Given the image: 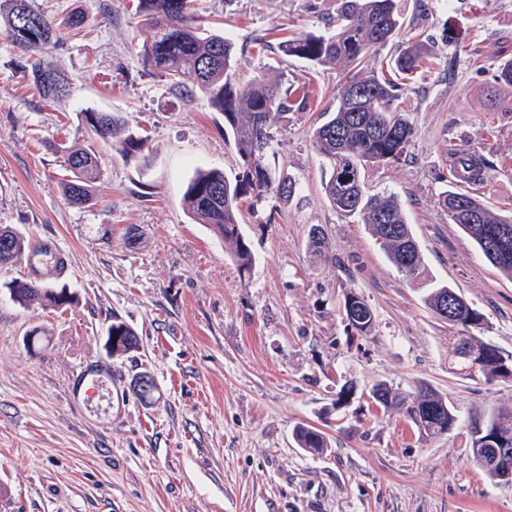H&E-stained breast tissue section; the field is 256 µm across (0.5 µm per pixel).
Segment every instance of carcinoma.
<instances>
[{
	"label": "carcinoma",
	"instance_id": "obj_1",
	"mask_svg": "<svg viewBox=\"0 0 512 512\" xmlns=\"http://www.w3.org/2000/svg\"><path fill=\"white\" fill-rule=\"evenodd\" d=\"M195 2L136 0L138 24L150 33L139 56L145 68L168 80L172 87L191 95L202 94L214 111L224 115V131L232 133L241 168L232 177L218 168L197 172L183 194V204L195 223L206 224L220 235L239 269L245 271L252 263V254L239 214L248 201L257 203L273 195L287 203L296 194V182L291 177L272 180L264 158L272 130L288 120L289 112L305 105L306 98L294 103L282 93L279 81L266 74L245 82L237 80L239 63L234 43L222 31L202 27ZM336 2V17L330 19L332 32H296L281 42L280 48L288 57L343 70L344 83L337 92L336 108L313 133V148L328 172L324 195L342 215L359 216L388 260L407 277L418 279L425 265L400 204L393 195H368L364 182L368 167L399 159L416 134L407 114L395 105V79L378 74L381 51L394 43L406 18L400 0ZM0 20L12 41L34 55L27 77L39 97L55 101L66 96L70 86L67 75L44 63L39 54L53 42L59 28L81 27L83 16L69 13L57 21L35 7L33 0H0ZM431 59L433 53L427 45L413 41L394 56L391 71L396 79L411 81ZM84 118L95 138L112 144L123 157L136 158L144 151L145 140L121 114L88 110ZM62 167L59 189L63 197L72 204L90 201L101 176L98 153L89 146L73 147ZM462 170L470 172L468 182L479 184L488 175L489 163L482 156L461 151L453 161L455 177H461ZM442 205L453 224L460 213L475 218L483 233V239L475 240V244L493 266L512 277V212L494 214L463 190L446 191ZM489 247L495 251L492 256L487 255ZM31 249V243L13 228L0 227L1 266L22 261ZM8 289L19 305L35 302L53 310L69 305L59 300L56 288L38 280L15 279ZM447 290L446 284L428 288L424 302L437 316L460 327L459 335L448 345L450 370L487 382L512 379V352L472 334L483 325V315L477 309L451 318L442 305ZM343 311L358 331L371 329L374 314L364 298L354 294L345 297ZM110 329L116 336V355L138 348V335L131 326L114 322ZM372 392L376 405L400 410L426 438L444 436L458 423L456 407L430 387L405 393L378 382ZM293 437L298 447L311 454L328 447L324 433L313 427L299 425ZM491 445L512 450V411H498L470 424L473 462L494 480L497 474L486 455Z\"/></svg>",
	"mask_w": 512,
	"mask_h": 512
}]
</instances>
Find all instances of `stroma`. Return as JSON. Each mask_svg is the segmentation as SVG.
Returning a JSON list of instances; mask_svg holds the SVG:
<instances>
[{
  "mask_svg": "<svg viewBox=\"0 0 512 512\" xmlns=\"http://www.w3.org/2000/svg\"><path fill=\"white\" fill-rule=\"evenodd\" d=\"M34 3L58 17L81 11L84 24L43 52L69 77L53 102L28 86L26 54L0 25V225L67 251L70 267L52 283L75 300L20 306L6 285L29 277L26 263L0 267V512H512V487L489 480L469 451L471 421L512 410V379L451 373L457 326L425 306L420 283L360 218L324 195L310 135L336 106L341 72L284 56L279 44L323 33L336 0H198L204 26L234 39L241 76L268 69L307 98L274 128L265 158L298 191L244 208L254 256L244 273L181 204L196 170L239 169L223 116L144 69L146 33L128 0ZM404 9L437 58L398 96L415 137L366 183L397 196L429 274L483 314L486 340L512 351V279L439 203L457 186L449 164L464 149L494 163L471 194L492 212L512 208V87L494 82L512 57V0H405ZM85 109L120 113L146 147L129 160L100 146L93 198L73 205L58 178L65 147L91 136ZM315 225L326 234L320 255L308 246ZM350 293L373 310L367 333L343 314ZM115 321L139 339L120 357L106 350ZM37 328L44 335L29 345ZM100 364L111 381L73 403L72 376ZM144 375L155 384L148 400L135 391ZM381 381L447 395L456 428L423 438L400 411L374 404ZM345 384L352 395L340 405ZM299 425L321 430L327 450L298 448Z\"/></svg>",
  "mask_w": 512,
  "mask_h": 512,
  "instance_id": "obj_1",
  "label": "stroma"
}]
</instances>
